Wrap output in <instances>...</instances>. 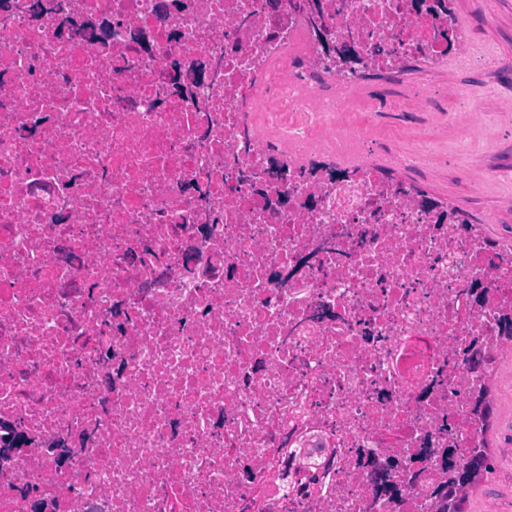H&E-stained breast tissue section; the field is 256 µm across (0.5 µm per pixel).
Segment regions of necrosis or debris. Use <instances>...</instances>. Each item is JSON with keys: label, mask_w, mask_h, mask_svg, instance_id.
<instances>
[{"label": "necrosis or debris", "mask_w": 512, "mask_h": 512, "mask_svg": "<svg viewBox=\"0 0 512 512\" xmlns=\"http://www.w3.org/2000/svg\"><path fill=\"white\" fill-rule=\"evenodd\" d=\"M0 9V512H441L483 450L512 253L365 163L372 75L468 54L413 0ZM352 37L356 71L325 58Z\"/></svg>", "instance_id": "obj_1"}]
</instances>
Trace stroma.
<instances>
[{
  "label": "stroma",
  "instance_id": "1",
  "mask_svg": "<svg viewBox=\"0 0 512 512\" xmlns=\"http://www.w3.org/2000/svg\"><path fill=\"white\" fill-rule=\"evenodd\" d=\"M457 9L476 38L478 53L491 54L495 63L478 66L464 59L425 70L410 68L405 78L381 83L385 93L400 92L405 81L423 80L431 87H479L485 91L488 117L479 135L456 122L459 111L469 103L453 97L438 100L433 112L412 117L385 112L378 117L360 113V120H372L375 135L383 147L369 156L370 162L386 168L397 153H417L424 145L439 151V162L405 172L428 195L464 210L475 222H483L488 238L512 249V0H457ZM484 175L481 187L470 177ZM494 416L485 437L490 452L512 448V345L504 348L497 361L493 382ZM512 504V472L496 463L473 489L466 512H492L495 503Z\"/></svg>",
  "mask_w": 512,
  "mask_h": 512
}]
</instances>
